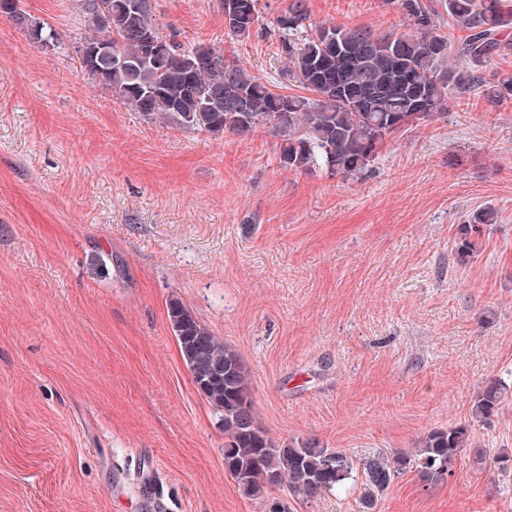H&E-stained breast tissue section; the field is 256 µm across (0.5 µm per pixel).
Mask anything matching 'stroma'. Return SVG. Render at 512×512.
I'll list each match as a JSON object with an SVG mask.
<instances>
[{"label":"stroma","instance_id":"obj_1","mask_svg":"<svg viewBox=\"0 0 512 512\" xmlns=\"http://www.w3.org/2000/svg\"><path fill=\"white\" fill-rule=\"evenodd\" d=\"M232 35L221 0H154L163 33L204 42L282 94L301 88L274 20ZM59 47L0 16V512H265L224 469L222 416L168 321L176 301L240 358L277 445L361 459L414 452L512 386V99L450 100L389 140L358 180L296 172L269 128L207 134L150 122L88 79L76 0H23ZM316 24L409 31L386 0H307ZM492 208L478 254L458 228ZM512 455V402L472 423ZM152 449L155 486L129 477ZM122 485L111 496L113 485ZM358 490L290 512H357ZM379 512H512V471L457 464L398 478ZM512 399L510 386L500 379H491L482 385L472 406V419L485 422L494 417L508 398Z\"/></svg>","mask_w":512,"mask_h":512}]
</instances>
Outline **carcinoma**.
Returning a JSON list of instances; mask_svg holds the SVG:
<instances>
[{
    "mask_svg": "<svg viewBox=\"0 0 512 512\" xmlns=\"http://www.w3.org/2000/svg\"><path fill=\"white\" fill-rule=\"evenodd\" d=\"M109 1L112 53L127 64L82 62L89 79L150 121L210 134L242 135L269 127L282 138L281 163L295 171L321 169L360 179L387 140L435 119L450 98L481 93L492 101L512 99V74L492 83L481 74L490 60L512 50V41L501 38L512 28V13L501 0H441L449 18L468 32L458 45L441 31L430 0H387L412 23V33L316 26L306 0H290L275 23L286 34L281 53L308 97L278 93L215 48L185 47L175 35L163 34L152 0H78L91 32L82 45L98 43L101 4ZM223 3L237 6L238 20L230 31L249 37L259 22L257 0ZM12 20L24 31L38 30L33 42L58 43L56 30L41 19L22 10ZM494 220L493 212L481 210L460 225L459 262L474 257L483 228ZM168 317L194 383L224 416V469L239 491L265 499L273 512H288V504L273 495L276 489L308 500L348 483L361 485L360 512H377L379 496L408 472L427 489L452 477L463 454L479 465L487 463L486 451L472 446L471 426L462 423L426 432L413 454L376 452L359 462L314 442L279 446L257 423L237 354L182 304L170 303ZM510 397L512 387L499 379L487 381L476 395L472 419L488 422Z\"/></svg>",
    "mask_w": 512,
    "mask_h": 512,
    "instance_id": "1",
    "label": "carcinoma"
}]
</instances>
